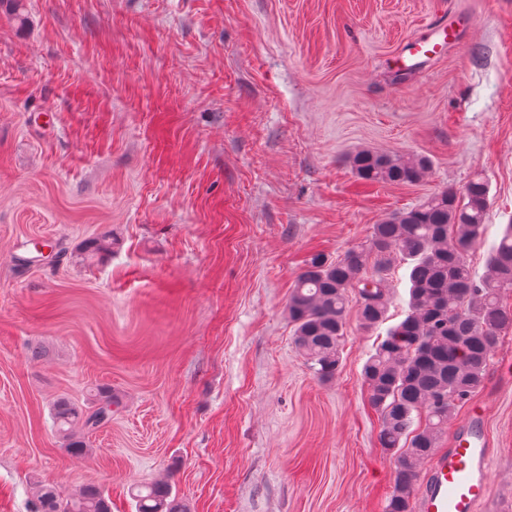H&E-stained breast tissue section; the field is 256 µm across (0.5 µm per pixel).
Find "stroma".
<instances>
[{
  "mask_svg": "<svg viewBox=\"0 0 512 512\" xmlns=\"http://www.w3.org/2000/svg\"><path fill=\"white\" fill-rule=\"evenodd\" d=\"M458 44L392 59L431 21ZM423 156L413 184L350 158ZM483 245L512 224V0H23L0 10V512L97 486L112 512L170 481L189 512H385L392 458L348 314L336 374L296 348L305 259L472 180ZM512 363L479 398L481 512H512ZM118 399L74 456L52 405Z\"/></svg>",
  "mask_w": 512,
  "mask_h": 512,
  "instance_id": "1",
  "label": "stroma"
}]
</instances>
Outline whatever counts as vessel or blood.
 I'll return each instance as SVG.
<instances>
[{
    "instance_id": "obj_1",
    "label": "vessel or blood",
    "mask_w": 512,
    "mask_h": 512,
    "mask_svg": "<svg viewBox=\"0 0 512 512\" xmlns=\"http://www.w3.org/2000/svg\"><path fill=\"white\" fill-rule=\"evenodd\" d=\"M432 38L409 47L410 59H436L457 43L458 33L448 26L433 27ZM484 414L474 410L458 430L451 447L439 451L428 473L416 512H476L491 492L493 452L482 432Z\"/></svg>"
}]
</instances>
